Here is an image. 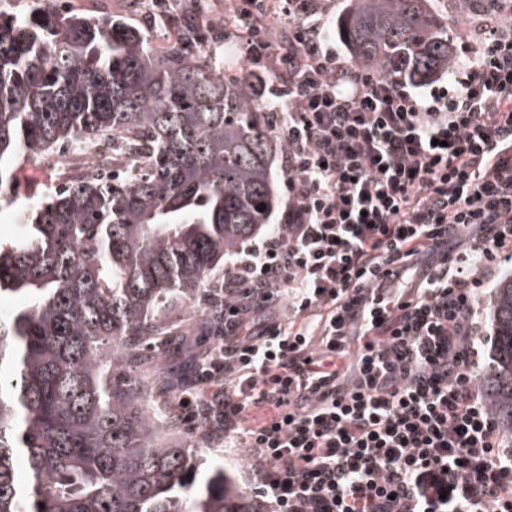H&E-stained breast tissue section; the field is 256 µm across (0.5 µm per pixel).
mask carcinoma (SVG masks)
Returning <instances> with one entry per match:
<instances>
[{"label":"carcinoma","mask_w":512,"mask_h":512,"mask_svg":"<svg viewBox=\"0 0 512 512\" xmlns=\"http://www.w3.org/2000/svg\"><path fill=\"white\" fill-rule=\"evenodd\" d=\"M351 0L337 32L366 68L425 82L456 64L447 24L488 0ZM112 142V177L73 179L16 214L0 242V512H253L224 468L160 438L155 383L132 371L180 344L175 310L269 224L285 145L253 85L227 77L182 27L144 31L33 0L0 6L3 160ZM265 210H259L260 205ZM481 383L512 435V276L492 300Z\"/></svg>","instance_id":"1"}]
</instances>
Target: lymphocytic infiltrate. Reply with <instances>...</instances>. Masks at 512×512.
<instances>
[{
    "label": "lymphocytic infiltrate",
    "instance_id": "1",
    "mask_svg": "<svg viewBox=\"0 0 512 512\" xmlns=\"http://www.w3.org/2000/svg\"><path fill=\"white\" fill-rule=\"evenodd\" d=\"M326 0H224L277 86L285 209L216 292L178 415L252 457L256 512H512V438L480 381L482 292L512 264V0L453 85L343 60Z\"/></svg>",
    "mask_w": 512,
    "mask_h": 512
}]
</instances>
